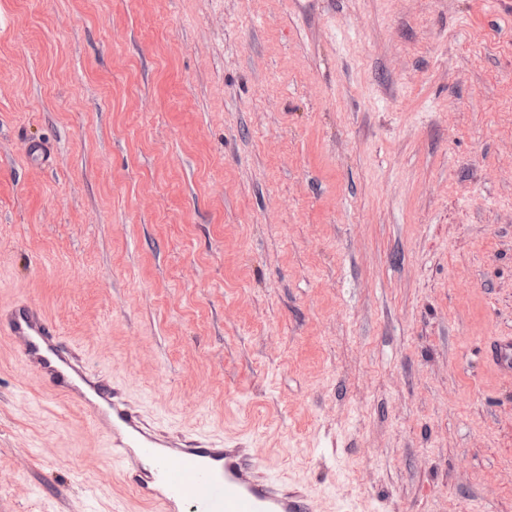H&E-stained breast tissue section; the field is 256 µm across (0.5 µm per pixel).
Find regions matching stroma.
I'll use <instances>...</instances> for the list:
<instances>
[{
    "label": "stroma",
    "mask_w": 512,
    "mask_h": 512,
    "mask_svg": "<svg viewBox=\"0 0 512 512\" xmlns=\"http://www.w3.org/2000/svg\"><path fill=\"white\" fill-rule=\"evenodd\" d=\"M19 299L317 512H512V0H0ZM0 512H157L1 329Z\"/></svg>",
    "instance_id": "stroma-1"
}]
</instances>
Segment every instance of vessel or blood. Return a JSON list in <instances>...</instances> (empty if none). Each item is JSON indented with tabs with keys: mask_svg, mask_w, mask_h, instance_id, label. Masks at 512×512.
Returning <instances> with one entry per match:
<instances>
[{
	"mask_svg": "<svg viewBox=\"0 0 512 512\" xmlns=\"http://www.w3.org/2000/svg\"><path fill=\"white\" fill-rule=\"evenodd\" d=\"M0 322L19 342L23 362L56 395L80 401L140 497L163 512H313L310 493L271 479L247 443L155 430L130 385L91 369L63 346L56 327L30 302L0 310Z\"/></svg>",
	"mask_w": 512,
	"mask_h": 512,
	"instance_id": "vessel-or-blood-1",
	"label": "vessel or blood"
}]
</instances>
